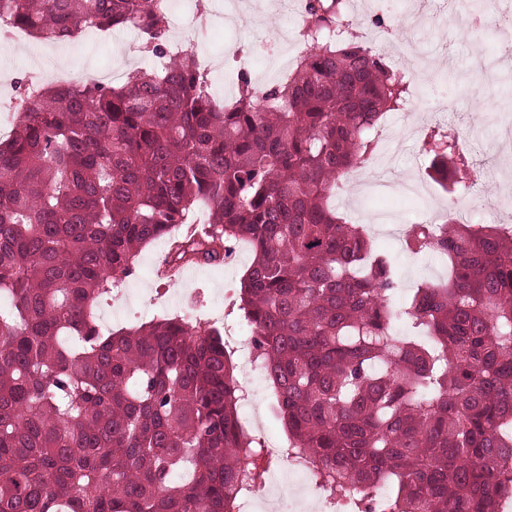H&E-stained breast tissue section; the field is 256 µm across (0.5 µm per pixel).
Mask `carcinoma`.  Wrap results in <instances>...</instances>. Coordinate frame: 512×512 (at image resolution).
I'll use <instances>...</instances> for the list:
<instances>
[{"label":"carcinoma","mask_w":512,"mask_h":512,"mask_svg":"<svg viewBox=\"0 0 512 512\" xmlns=\"http://www.w3.org/2000/svg\"><path fill=\"white\" fill-rule=\"evenodd\" d=\"M1 17L45 42L132 25L159 63L119 85L17 82L0 138V512H235L275 465L239 428L224 327L99 324L101 299L161 238L172 269L250 245L238 311L289 452L333 505L501 512L512 230L414 225L404 251L447 260V278L394 301L392 263L330 199L378 154L409 78L360 41L346 0H304L307 52L269 86L239 74L223 106L195 52L170 50L159 0H0ZM421 152L469 195L458 129L433 127ZM200 208L206 227L175 233Z\"/></svg>","instance_id":"1"}]
</instances>
